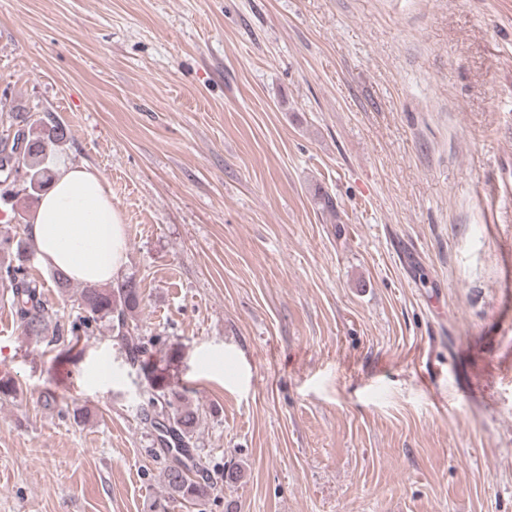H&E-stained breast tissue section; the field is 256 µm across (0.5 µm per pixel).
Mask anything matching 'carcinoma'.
Wrapping results in <instances>:
<instances>
[{"instance_id":"cac0c4a2","label":"carcinoma","mask_w":512,"mask_h":512,"mask_svg":"<svg viewBox=\"0 0 512 512\" xmlns=\"http://www.w3.org/2000/svg\"><path fill=\"white\" fill-rule=\"evenodd\" d=\"M13 120L25 145L19 149L17 134L10 141H0V202L6 205L22 192L37 199L47 190L52 178L46 164L47 148L60 147L69 140L67 127L59 122H38L27 112L15 113ZM33 251L32 240L23 232L0 237V252L7 255L0 261V281L9 285L15 315L25 334L39 338L51 326L53 339L63 346L60 354L67 355L81 337L94 333V325L107 323L128 360L140 368L150 385L140 416L157 445L153 454L164 460L161 480L166 493L155 502L154 512H168L169 503L177 500L194 505L203 501L216 485L203 458L191 452L197 447L201 412L188 402L187 390L171 382L157 365V353L166 346L165 341L139 333L142 298L137 282L127 278L108 287L85 285L76 290L78 314L60 327L56 312L42 299L43 283L30 272ZM19 393V385L9 374L0 376L1 402L14 400Z\"/></svg>"}]
</instances>
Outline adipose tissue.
<instances>
[{
    "instance_id": "1",
    "label": "adipose tissue",
    "mask_w": 512,
    "mask_h": 512,
    "mask_svg": "<svg viewBox=\"0 0 512 512\" xmlns=\"http://www.w3.org/2000/svg\"><path fill=\"white\" fill-rule=\"evenodd\" d=\"M26 232L41 262L71 281L106 285L120 279L125 270L121 215L99 175L86 165L70 161L56 165Z\"/></svg>"
}]
</instances>
